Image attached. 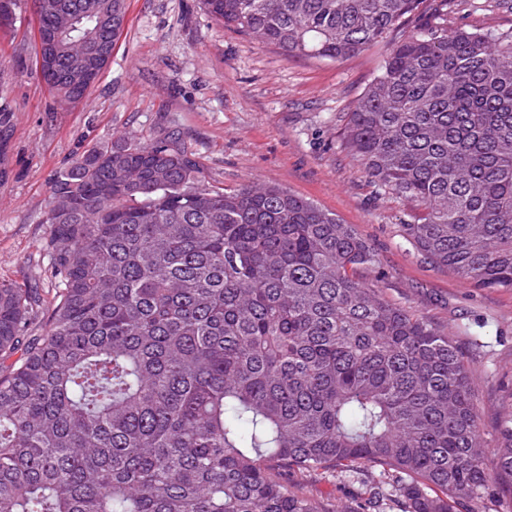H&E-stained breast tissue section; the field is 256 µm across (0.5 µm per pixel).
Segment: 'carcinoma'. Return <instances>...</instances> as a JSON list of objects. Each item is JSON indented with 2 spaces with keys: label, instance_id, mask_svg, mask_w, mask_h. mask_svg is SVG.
<instances>
[{
  "label": "carcinoma",
  "instance_id": "1",
  "mask_svg": "<svg viewBox=\"0 0 512 512\" xmlns=\"http://www.w3.org/2000/svg\"><path fill=\"white\" fill-rule=\"evenodd\" d=\"M31 2L68 72L127 22V0ZM470 2L204 0L286 56L385 48L339 147L420 208L402 229L425 259L512 290V30H448ZM46 224L49 304L0 281V512H324L271 465L374 463L403 512L484 488L463 353L364 279L372 249L313 202L213 187L169 135L73 160ZM500 436L512 481V414ZM391 502L376 485L348 512Z\"/></svg>",
  "mask_w": 512,
  "mask_h": 512
}]
</instances>
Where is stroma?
<instances>
[{
  "label": "stroma",
  "mask_w": 512,
  "mask_h": 512,
  "mask_svg": "<svg viewBox=\"0 0 512 512\" xmlns=\"http://www.w3.org/2000/svg\"><path fill=\"white\" fill-rule=\"evenodd\" d=\"M449 27L512 28V0H475ZM37 24L18 0L0 28V113L11 117L0 153V280L25 282L52 299L41 250L57 173L85 151L126 137L152 143L179 134L210 185H276L352 225L374 250L367 280L388 299L442 328L468 363L488 480L457 512H512V486L495 467L499 417L512 412V291L471 287L426 260L401 227L417 212L377 194L338 144L340 119L377 74L384 51L342 62L285 56L224 28L202 0H127L112 59L75 107L62 109L37 63ZM380 469L280 472L289 489L343 512Z\"/></svg>",
  "instance_id": "stroma-1"
}]
</instances>
